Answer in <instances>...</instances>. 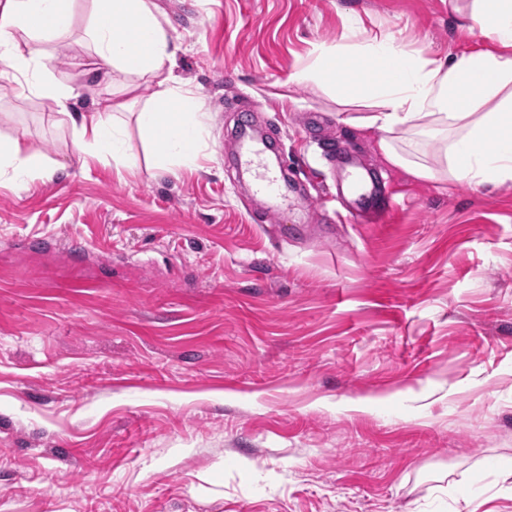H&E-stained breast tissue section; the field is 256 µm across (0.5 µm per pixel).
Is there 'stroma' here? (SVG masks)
<instances>
[{
    "label": "stroma",
    "instance_id": "obj_1",
    "mask_svg": "<svg viewBox=\"0 0 512 512\" xmlns=\"http://www.w3.org/2000/svg\"><path fill=\"white\" fill-rule=\"evenodd\" d=\"M203 115L157 173L95 81L76 0L48 68L127 103L130 166L83 160L55 107L0 78V137L54 174L0 187V512H512V183L418 180L365 109L293 75L350 28L458 57L469 0H156ZM255 124L295 186L265 217L236 165ZM394 190L350 217L325 144Z\"/></svg>",
    "mask_w": 512,
    "mask_h": 512
}]
</instances>
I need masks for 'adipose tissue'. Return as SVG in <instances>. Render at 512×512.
<instances>
[{
    "label": "adipose tissue",
    "instance_id": "adipose-tissue-1",
    "mask_svg": "<svg viewBox=\"0 0 512 512\" xmlns=\"http://www.w3.org/2000/svg\"><path fill=\"white\" fill-rule=\"evenodd\" d=\"M72 0H0V76H12L19 95L53 103L67 117L75 153L118 156L123 125L110 98L91 111L74 108L73 90L46 67V46L69 34ZM469 20L493 45L457 59L407 51L382 33L353 46L319 48L295 75L347 104L368 108L365 127L380 132L379 148L393 165L420 179L445 166L474 186L512 182V0H471ZM28 37L19 44L18 33ZM84 37L109 72L154 80V103L136 122L156 165L195 166L202 115L193 92L174 75L177 47L155 0H92ZM353 77L341 76L344 60ZM23 138H0V180L27 185L51 175Z\"/></svg>",
    "mask_w": 512,
    "mask_h": 512
}]
</instances>
